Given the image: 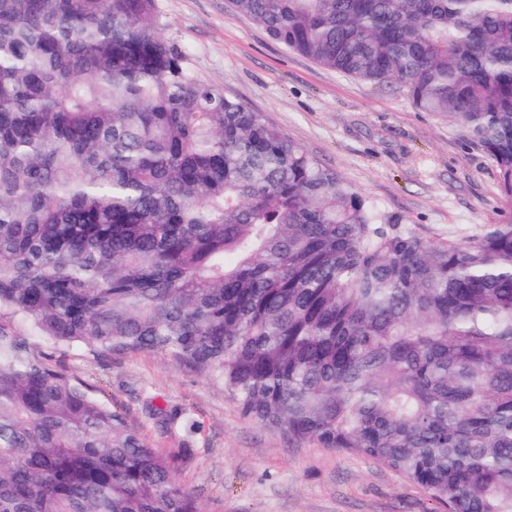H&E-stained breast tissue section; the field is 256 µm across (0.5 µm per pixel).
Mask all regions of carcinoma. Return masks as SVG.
<instances>
[{"mask_svg": "<svg viewBox=\"0 0 512 512\" xmlns=\"http://www.w3.org/2000/svg\"><path fill=\"white\" fill-rule=\"evenodd\" d=\"M229 3L460 128L501 219L437 244L384 217L196 78L156 0H0V512H201L29 331L159 354L448 512H512V0Z\"/></svg>", "mask_w": 512, "mask_h": 512, "instance_id": "obj_1", "label": "carcinoma"}]
</instances>
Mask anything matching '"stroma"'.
I'll use <instances>...</instances> for the list:
<instances>
[{
	"mask_svg": "<svg viewBox=\"0 0 512 512\" xmlns=\"http://www.w3.org/2000/svg\"><path fill=\"white\" fill-rule=\"evenodd\" d=\"M163 34L195 75L262 113L415 234L462 242L498 221L496 169L463 132L396 85L341 75L289 50L228 0H157ZM64 367L170 459L202 512H443L420 487L363 457L297 443L247 417L223 382L150 352Z\"/></svg>",
	"mask_w": 512,
	"mask_h": 512,
	"instance_id": "obj_1",
	"label": "stroma"
}]
</instances>
